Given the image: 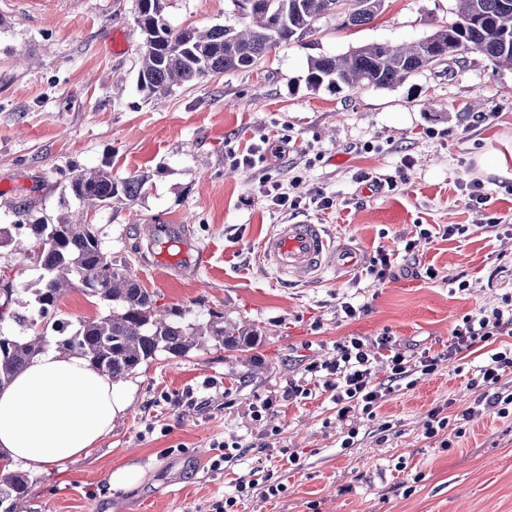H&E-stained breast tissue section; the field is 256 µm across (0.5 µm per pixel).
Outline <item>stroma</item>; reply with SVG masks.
I'll list each match as a JSON object with an SVG mask.
<instances>
[{
  "mask_svg": "<svg viewBox=\"0 0 512 512\" xmlns=\"http://www.w3.org/2000/svg\"><path fill=\"white\" fill-rule=\"evenodd\" d=\"M455 8L456 0H387L352 30L325 18L305 44L253 69L148 100L137 88L135 0H0V225L19 207L59 223L75 168L105 163L116 178L147 176L133 204L89 215L106 251L131 259L141 225H177L189 261L132 260L137 278L158 305L218 312L256 332L248 350L212 341L181 356L161 352L120 381L128 406L111 433L87 456L31 473L26 512H212L243 476L285 489L248 497L238 512H512V418L478 417L449 449L425 436L432 408L476 397L482 350L463 368L444 358L457 320L512 298V178L477 164L494 150L512 169V71L471 55L392 90H312L305 81L310 58L419 40ZM168 16L179 27L239 21L233 0H169ZM25 55L33 66L18 65ZM283 141L285 153L271 155ZM251 151L267 157L236 166ZM297 175L300 207L273 205L267 190L290 191ZM475 187L482 203L469 198ZM320 193L332 206L316 204ZM304 220L366 257L389 251L393 276L379 282L361 268L341 278L331 267L310 284L283 282L258 263L259 246L276 225ZM419 224L432 236L411 265L403 241ZM449 224L469 225L468 236L442 238ZM428 265L435 279L422 277ZM346 302L358 307L355 318H345ZM348 336H389L441 362L394 390L375 420L358 419V440L345 448L328 393L281 394ZM265 398L273 412L253 419ZM224 440L229 448L218 451ZM219 456L222 466L211 468ZM129 465L140 482L111 488L110 473Z\"/></svg>",
  "mask_w": 512,
  "mask_h": 512,
  "instance_id": "obj_1",
  "label": "stroma"
}]
</instances>
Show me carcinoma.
<instances>
[{
  "label": "carcinoma",
  "instance_id": "cac0c4a2",
  "mask_svg": "<svg viewBox=\"0 0 512 512\" xmlns=\"http://www.w3.org/2000/svg\"><path fill=\"white\" fill-rule=\"evenodd\" d=\"M337 0H250L242 26L177 28L167 18L168 0H136L135 22L144 39L137 75L145 96L175 87L195 86L209 77L254 68L273 50L301 44L317 23L336 15ZM345 12L338 29L371 23L386 0H342ZM452 44L473 48L495 67L512 71V0H459L454 18L409 45L366 44L342 55L310 59L306 83L341 90L392 89L448 54ZM148 178L117 179L104 164L71 172L66 186L74 210L59 224H41L30 211H15L16 234H1L0 248L23 256L41 274L24 310L11 318L19 335L0 334V390L45 352L50 343L62 356L76 355L99 374L119 382L164 351L181 356L209 340L227 350H243L255 342L248 327L224 328V315L211 312L186 320L183 308L157 306L129 263L118 266L103 247L98 231L87 222L90 212L120 202L131 204ZM80 290L110 307L109 314L79 322L53 341L34 313L46 318L63 296ZM29 478L0 469V505L4 512H22Z\"/></svg>",
  "mask_w": 512,
  "mask_h": 512
}]
</instances>
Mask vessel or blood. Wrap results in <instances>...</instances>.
Listing matches in <instances>:
<instances>
[{
    "label": "vessel or blood",
    "instance_id": "b4317fda",
    "mask_svg": "<svg viewBox=\"0 0 512 512\" xmlns=\"http://www.w3.org/2000/svg\"><path fill=\"white\" fill-rule=\"evenodd\" d=\"M174 255L185 259L187 246L176 229L168 224L156 225L150 249L154 260L170 261V248ZM261 262L272 266L279 274L293 282L308 284L319 278L328 263L337 269H350L361 260L359 253L342 248L322 224H281L267 236L259 250Z\"/></svg>",
    "mask_w": 512,
    "mask_h": 512
}]
</instances>
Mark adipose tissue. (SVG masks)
<instances>
[{"label":"adipose tissue","mask_w":512,"mask_h":512,"mask_svg":"<svg viewBox=\"0 0 512 512\" xmlns=\"http://www.w3.org/2000/svg\"><path fill=\"white\" fill-rule=\"evenodd\" d=\"M116 392L79 357L41 356L0 390V454L34 472L87 455L125 408Z\"/></svg>","instance_id":"ef3b65f1"}]
</instances>
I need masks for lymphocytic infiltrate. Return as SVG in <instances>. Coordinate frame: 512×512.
Listing matches in <instances>:
<instances>
[{
	"instance_id": "f902f5d3",
	"label": "lymphocytic infiltrate",
	"mask_w": 512,
	"mask_h": 512,
	"mask_svg": "<svg viewBox=\"0 0 512 512\" xmlns=\"http://www.w3.org/2000/svg\"><path fill=\"white\" fill-rule=\"evenodd\" d=\"M512 335V313L496 308L491 312L468 313L455 325L448 343L450 358L462 359L475 347L487 348L488 353L471 386L478 395L471 406L454 412L444 406L430 410L426 423V437H440L445 429H453L455 436L465 434V426L474 418L492 413L497 417L512 416V391L502 386L506 370L512 369V346H497L501 336ZM384 349L389 376L386 381H375L372 374L374 348ZM439 363L436 356L422 353L420 357L408 355L392 339H379L376 347H369L363 338L351 336L336 345L332 361H310L304 367L306 382H289L285 397H308L312 387H323L330 392L336 406V418L348 420L353 414L375 418L377 410L392 393L396 382L407 380L415 374L434 373Z\"/></svg>"
}]
</instances>
